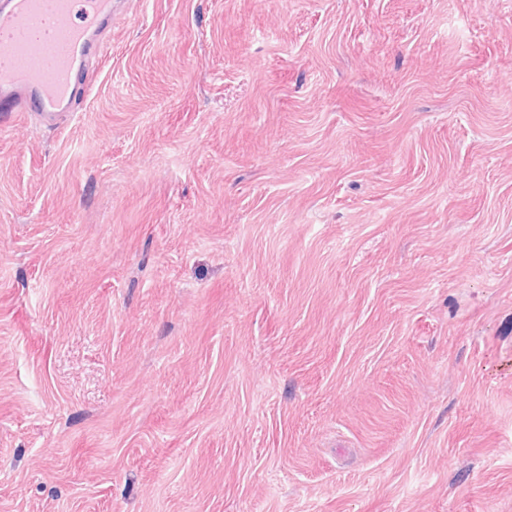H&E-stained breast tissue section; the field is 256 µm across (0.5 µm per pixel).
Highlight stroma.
Wrapping results in <instances>:
<instances>
[{"instance_id": "stroma-1", "label": "stroma", "mask_w": 512, "mask_h": 512, "mask_svg": "<svg viewBox=\"0 0 512 512\" xmlns=\"http://www.w3.org/2000/svg\"><path fill=\"white\" fill-rule=\"evenodd\" d=\"M0 124V512H512V0H115Z\"/></svg>"}]
</instances>
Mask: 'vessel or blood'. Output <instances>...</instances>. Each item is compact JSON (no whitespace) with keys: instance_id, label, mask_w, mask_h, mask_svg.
Returning <instances> with one entry per match:
<instances>
[{"instance_id":"vessel-or-blood-1","label":"vessel or blood","mask_w":512,"mask_h":512,"mask_svg":"<svg viewBox=\"0 0 512 512\" xmlns=\"http://www.w3.org/2000/svg\"><path fill=\"white\" fill-rule=\"evenodd\" d=\"M113 0H10L0 10V121L74 111L112 27Z\"/></svg>"}]
</instances>
